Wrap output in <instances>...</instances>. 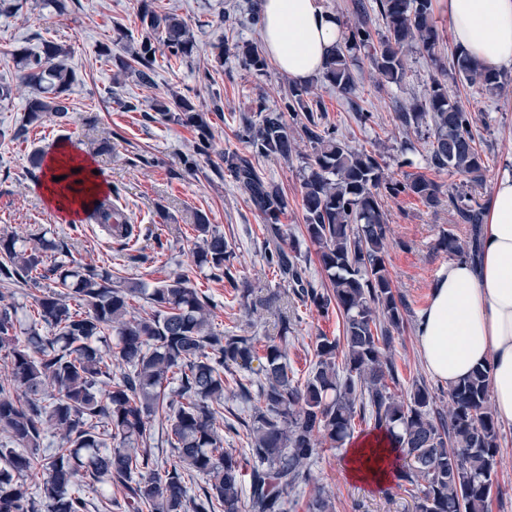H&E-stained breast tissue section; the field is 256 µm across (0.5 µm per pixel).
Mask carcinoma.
I'll list each match as a JSON object with an SVG mask.
<instances>
[{"mask_svg":"<svg viewBox=\"0 0 512 512\" xmlns=\"http://www.w3.org/2000/svg\"><path fill=\"white\" fill-rule=\"evenodd\" d=\"M376 5L386 34L371 60L386 82L398 84L407 47L417 44L435 55L439 34L432 0H376ZM356 10L363 18L342 34L317 77L348 99L357 89L356 53L372 40L365 0H357ZM138 14L139 47L116 61L119 70L134 71L147 86L159 47L188 57L194 43L183 20L157 13L148 0H141ZM237 49L245 67L265 69L258 46L244 43ZM13 54L23 64L25 125L50 117L65 121L73 83L67 49L47 41L40 54L25 48ZM450 68L460 82L483 93L504 88L500 71L461 49L452 55ZM149 109L161 120L197 130V153H207L210 126L190 99L155 98ZM326 118L313 84H293L284 107L261 102L257 112L240 117L239 136L251 155L227 151L222 157L224 173L262 217L267 265L291 284L299 301L324 315L333 308L342 320L343 335L318 338L302 383L288 365V311L279 306L281 294L252 298V288L231 272L224 234L206 214H194V265L224 275L233 300L250 313L277 310L278 335L261 340L216 330L209 301L185 271L152 288L140 281L117 284L109 271L76 258L52 238L42 236L35 246L20 248L14 233L0 232V281L18 277L36 288L42 280L53 282L35 298L37 323L23 327L13 306L0 305V353L7 369L0 382V512H88L74 490L79 474L102 487H122V499L106 498V508L115 512H242L244 467L224 447L219 417L224 373L250 371L257 358L259 367L252 371L262 381L260 406L246 428L253 459L246 495L250 512H288L293 492L311 480L318 449L341 445L357 419L388 435L405 459L400 474L417 489L414 512H488L503 454L488 400L489 371L479 369L448 389L444 415L434 411L435 397L425 384L413 382L403 396L388 384L395 380L392 344L404 327L406 304L393 291L386 266L384 198L406 194L437 208L441 188L423 174L403 180L387 176L378 151L349 147ZM397 119L417 129L431 123L427 165L462 177L466 190L448 202L456 223L469 225L468 240L444 232L436 247L454 260L477 264L484 211L467 189L485 183L487 166L473 132L475 116L451 101L435 80L424 101L402 108ZM297 137L312 147L301 185L302 235L317 247L328 280L320 290L307 278L299 240L280 222L288 196L252 161L290 157ZM92 198L88 211L94 223L123 240L134 235L112 194ZM132 297L145 300L151 312L131 313ZM114 363L124 367L117 376ZM156 417L167 422L166 442L174 451L168 468L152 461L147 448ZM50 431L65 445L47 454L43 440ZM36 469L42 481L33 489L27 477ZM194 475L208 483L199 498L189 495L186 483ZM306 508L333 512L320 491Z\"/></svg>","mask_w":512,"mask_h":512,"instance_id":"obj_1","label":"carcinoma"}]
</instances>
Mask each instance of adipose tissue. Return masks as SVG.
I'll use <instances>...</instances> for the list:
<instances>
[{"instance_id":"adipose-tissue-1","label":"adipose tissue","mask_w":512,"mask_h":512,"mask_svg":"<svg viewBox=\"0 0 512 512\" xmlns=\"http://www.w3.org/2000/svg\"><path fill=\"white\" fill-rule=\"evenodd\" d=\"M454 39L479 63L512 67V0H444ZM267 54L293 79L318 75L341 40V24L321 0H260ZM481 263L440 270L421 311L418 342L425 370L442 384L488 370L497 422L512 427V171L495 179L481 226ZM395 451L374 432L348 444L351 479L381 488Z\"/></svg>"}]
</instances>
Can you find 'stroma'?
Instances as JSON below:
<instances>
[{
	"mask_svg": "<svg viewBox=\"0 0 512 512\" xmlns=\"http://www.w3.org/2000/svg\"><path fill=\"white\" fill-rule=\"evenodd\" d=\"M21 2L16 14L0 16V82L16 87L11 98L0 99V228L14 232L19 246L27 248L37 236L47 234L75 257L111 269L120 280L152 286L191 270L195 288L212 305L218 329L241 336L277 335V311L247 315L243 307L231 304L222 280L208 270H193L191 257L193 214L201 211L223 233L233 252L232 271L237 279L247 281L258 296L288 289L261 256L262 220L257 211L215 170L221 153L244 148L237 137L240 116L254 112L262 101L278 106L288 92L290 78L274 63L255 72L238 61L235 44L262 42L261 26L239 23L256 0H154L158 13L175 14L187 23L195 48L192 57L180 65L158 54L149 86L142 85L132 73H119L115 61L100 54L101 45L120 32L125 33L129 47L137 46L141 33L139 0H68L69 8L62 14L46 7L44 0ZM433 19L439 33L435 57H428L420 46L408 48L406 74L400 83L383 82L363 50L355 68V102H348L322 83L315 84L314 93L329 121L336 124L351 147L379 149L390 177L400 180L419 171L448 196L460 190L461 177L428 168V128L407 132L396 118L401 108L427 96L432 79L447 84L451 100L461 102L478 118L475 129L485 153L487 184L475 196L485 205L496 176L512 165V85L491 98L462 84L454 73L442 72L441 66L448 63L456 44L447 11L434 7ZM46 41L61 45L69 53L74 73L67 100L69 118L62 125L48 120L27 127L23 124L25 93L17 88L20 67L12 52L24 47L37 53ZM222 42L228 51L223 69L216 71L213 58ZM215 89L220 90L224 101L220 113L209 109L210 93ZM174 92L189 97L197 111L208 113L212 133L209 156L196 154L194 128L144 115L152 98H167ZM125 101L135 103V110H123ZM360 110L373 113V122L360 125L356 119ZM106 142L111 145L107 151L102 148ZM62 144L93 151L92 161L107 188L119 193L116 203L127 222L134 225L136 241L126 245L101 225L84 219H61L46 203L31 156L37 149L56 152ZM311 152L309 143L301 140L289 158L255 160L259 171L287 195L288 212L282 221L294 235L302 229L301 183L304 162ZM385 214L390 229L387 268L395 292L408 304L406 325L393 342L399 369L395 391L402 394L419 379L432 388L438 385L420 363L418 318L438 272L449 263L447 253L436 247L439 237L449 229L465 236L466 227L456 223L448 205L430 209L403 194L386 198ZM288 321V361L297 379L302 380L313 359L317 337L341 335L342 323L336 316H322L299 302L289 305ZM228 381L220 423L224 445L246 461L250 455L239 423L248 419L259 402V381L255 374L242 369ZM346 453L343 446L320 450L310 466L311 484L294 493V512H305L307 501L318 489L330 497L334 512H413L414 487L399 479L383 489L352 481L345 469Z\"/></svg>",
	"mask_w": 512,
	"mask_h": 512,
	"instance_id": "stroma-1",
	"label": "stroma"
}]
</instances>
